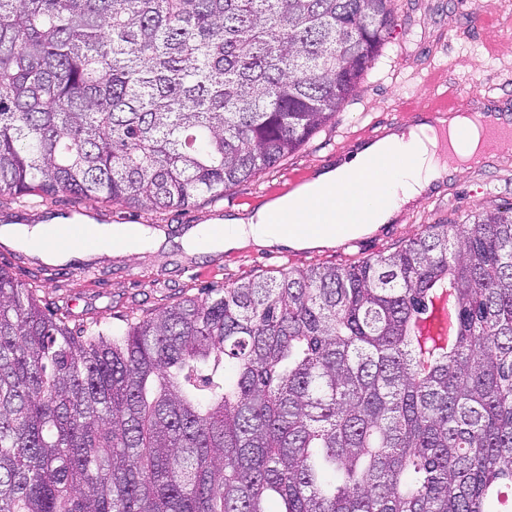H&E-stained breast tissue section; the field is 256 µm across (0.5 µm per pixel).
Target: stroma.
Listing matches in <instances>:
<instances>
[{
  "label": "stroma",
  "mask_w": 512,
  "mask_h": 512,
  "mask_svg": "<svg viewBox=\"0 0 512 512\" xmlns=\"http://www.w3.org/2000/svg\"><path fill=\"white\" fill-rule=\"evenodd\" d=\"M398 25L381 56L364 75L355 96L299 150L223 199L187 208L140 210L97 199L74 202L61 194L0 202V227L64 228L77 216L95 226L121 224L161 229L164 240L127 255L109 247L71 249L58 262L0 238V265L19 281L41 286L42 297L68 303L74 325L115 323L140 317L205 288H221L315 264L345 266L392 250L426 224H451L460 216L512 202V154L488 156L425 194L394 223L357 244L296 251L283 245L206 253L182 240L191 227L252 212L281 197L317 172L335 166L357 146L418 122L426 112L451 111L456 100L484 98L512 106V0H495L481 20L473 0H397Z\"/></svg>",
  "instance_id": "35a3bbf8"
}]
</instances>
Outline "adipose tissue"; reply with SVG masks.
<instances>
[{
    "label": "adipose tissue",
    "instance_id": "ef3b65f1",
    "mask_svg": "<svg viewBox=\"0 0 512 512\" xmlns=\"http://www.w3.org/2000/svg\"><path fill=\"white\" fill-rule=\"evenodd\" d=\"M451 142L454 153L443 159L436 153L438 131L429 122L387 134L249 215L199 225L190 230L187 243L208 251L275 245L325 248L335 246L341 233H373L396 220L404 205L418 202L484 153L476 127H467L465 137H452ZM338 207L346 210L342 225L322 221L323 213ZM281 214L288 216L290 228L275 223Z\"/></svg>",
    "mask_w": 512,
    "mask_h": 512
}]
</instances>
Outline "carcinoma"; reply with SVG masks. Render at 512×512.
<instances>
[{
    "label": "carcinoma",
    "mask_w": 512,
    "mask_h": 512,
    "mask_svg": "<svg viewBox=\"0 0 512 512\" xmlns=\"http://www.w3.org/2000/svg\"><path fill=\"white\" fill-rule=\"evenodd\" d=\"M396 0H0V200L151 210L354 96ZM0 267V512H512V204L68 326Z\"/></svg>",
    "instance_id": "1"
}]
</instances>
